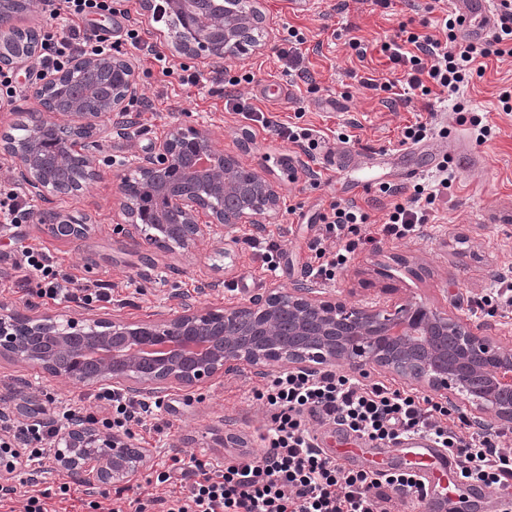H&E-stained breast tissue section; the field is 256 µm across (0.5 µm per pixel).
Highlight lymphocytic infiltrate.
<instances>
[{"mask_svg": "<svg viewBox=\"0 0 512 512\" xmlns=\"http://www.w3.org/2000/svg\"><path fill=\"white\" fill-rule=\"evenodd\" d=\"M48 22L38 46L41 72L67 67L78 56L112 41L111 30L100 17L130 15L128 0H41ZM443 38L400 27L380 50L390 64L403 67L406 91L422 97L457 95L477 73L480 60L512 56V0H501L498 25L491 38L470 42L458 39L454 22L443 18ZM216 92L236 112L311 154L318 143L310 129L294 128L242 105L233 90L218 85ZM455 179L446 172L432 183L415 185L412 192L385 186L393 203L381 223L355 202L330 201L317 216L319 234L310 245L307 276L333 280L351 254L385 239H404L428 223L436 200L447 194ZM20 281L35 276L46 281L42 295L56 303L88 304L112 299L111 284L80 283L60 271L44 249L25 246L10 255ZM252 397L268 408L270 426L261 437L259 454L248 453L225 464L216 460L171 457L156 481L170 484L168 496L153 497L142 485L117 488V499L131 512H393L396 503L425 501L424 484L410 470L349 469L320 447L308 420L336 425L357 438L393 445L408 435L436 440L458 461L464 484L496 487L502 502L512 504V447L506 431L472 425L458 418L455 406L430 396L363 383L334 370L282 372L264 377ZM106 411L100 423L106 429L131 432L157 423L158 404L103 388L96 395ZM56 419L22 423L0 411V436L12 438L40 464L51 450Z\"/></svg>", "mask_w": 512, "mask_h": 512, "instance_id": "lymphocytic-infiltrate-1", "label": "lymphocytic infiltrate"}]
</instances>
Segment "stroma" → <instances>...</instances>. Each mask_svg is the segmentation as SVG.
Returning <instances> with one entry per match:
<instances>
[{
	"instance_id": "obj_1",
	"label": "stroma",
	"mask_w": 512,
	"mask_h": 512,
	"mask_svg": "<svg viewBox=\"0 0 512 512\" xmlns=\"http://www.w3.org/2000/svg\"><path fill=\"white\" fill-rule=\"evenodd\" d=\"M257 6L276 37L265 51L229 61L227 75L252 74L251 83L238 87L241 101L273 113L279 121L314 129L324 140L322 147L305 155L226 109L206 89L147 76L148 55L122 46L137 73L138 93L151 100L152 109L140 114L138 136L103 141L93 160L104 170L103 179L66 200L36 202V211L59 209L87 224L83 239L55 238L36 222L0 234V308L76 320H151L175 311L180 293L199 296L203 307L211 309L246 300L274 283L288 287L304 278L308 245L317 230L313 219L325 201H355L367 207L372 220H380L391 202L382 186L398 184L399 168L427 162L426 154L404 152L400 144L402 128L420 118L427 122L430 138L447 146L448 167L456 174L447 197L436 201L428 224L414 238L357 251L326 287L330 295L350 304L422 301L442 306L459 319L489 322L491 336L512 346V308L498 309L490 317L474 304L475 297L494 288L499 277L512 273V112L503 111L499 101L503 91H512V57L486 59L483 75L473 77L458 101L430 96L415 98L406 107L394 106L386 93L366 85L367 80L381 82L390 75L378 51L380 43L403 24L440 35L439 21L448 0H393L386 8L370 0H316L312 8L298 0H257ZM132 22L146 30L148 42L170 62L207 71L203 58L174 47L165 23L154 20L139 0L131 4L130 19L109 21L113 38H123ZM287 26L306 39L305 64L314 86L285 71L279 52L280 35ZM353 39L367 45L366 58L356 56L349 45ZM459 102L464 111H456ZM475 116L493 129L492 138L482 144L471 123ZM202 120L213 130L218 149L238 155L279 189L278 214L267 226L284 251L276 272L264 271L258 250L248 245L255 233L249 224L238 226L234 241H204L189 251L135 243L117 231L119 184L127 173L117 166V159L145 150L170 126L187 128ZM292 167L321 173V183L291 180ZM26 245L49 250L78 278L111 282V302L58 305L39 297L36 284L18 285L7 256ZM259 382L258 375L246 370L200 386L172 387L159 412L171 423L167 433H134L135 441L152 451L137 483L147 484L148 473L161 469L174 455L229 462L241 453L258 451V436L267 424L265 407L251 397ZM94 392V387L0 359V407L15 419L26 421L34 409L51 412L61 405L95 411ZM221 430L234 434L238 445L218 443ZM147 486L156 496L169 493L165 485Z\"/></svg>"
}]
</instances>
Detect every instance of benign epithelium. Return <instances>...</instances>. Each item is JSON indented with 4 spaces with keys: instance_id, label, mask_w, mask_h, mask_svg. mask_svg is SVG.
Instances as JSON below:
<instances>
[{
    "instance_id": "1",
    "label": "benign epithelium",
    "mask_w": 512,
    "mask_h": 512,
    "mask_svg": "<svg viewBox=\"0 0 512 512\" xmlns=\"http://www.w3.org/2000/svg\"><path fill=\"white\" fill-rule=\"evenodd\" d=\"M262 23L255 6L234 11L225 8L213 16L187 23L189 32L179 48L204 56L212 69L225 67L237 53L264 50L270 39H248ZM13 18L0 12V65L9 46ZM120 65L124 70L119 94L97 112L56 113L49 105V88L66 77L59 72L39 75L28 95L36 103L32 112V140L13 145L5 153L15 167L24 194L41 200L49 188L40 173L34 140L47 129L66 126L76 135L87 161L111 134L129 135L135 117L126 101L138 92L135 69L119 52L77 58L70 71ZM185 130L168 128L132 162L145 182L165 197L166 212L177 221L172 235L146 231L138 223L136 202L123 196L120 227L132 240L169 250H191L204 240L224 242L241 224H269L277 214L280 195L266 175L251 170L252 183L240 181L248 171L238 158L218 149L205 124L191 129L195 153L205 160L202 169L186 171L185 181H207L228 197L248 192L259 199L255 208H218L191 187L170 186L157 180L178 159ZM54 231L61 239H79L86 229L64 223L56 212ZM27 333L17 332L15 314L0 312V358L36 365L45 373L80 384L105 386L134 396L159 398L170 384L194 387L206 380L250 368L260 374L273 369L320 370L338 365L362 373L368 368L387 372L407 384L454 402L462 397L474 404V421L490 414L497 424L512 427V347L488 335L485 324L472 325L425 302H407L386 309L378 305L348 304L326 294L313 280L290 288L267 289L248 300L203 310L194 296L182 297L179 310L158 322L94 319L79 323L54 316L31 315ZM93 337L97 353L94 369L84 374L66 367L61 358L79 350L78 339ZM53 463L69 477L98 485H125L149 463L151 449L132 443L118 432H104L85 419H73L58 435ZM26 466L22 449L0 445V481Z\"/></svg>"
}]
</instances>
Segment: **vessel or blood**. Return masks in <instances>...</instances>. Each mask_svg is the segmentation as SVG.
<instances>
[{
  "label": "vessel or blood",
  "mask_w": 512,
  "mask_h": 512,
  "mask_svg": "<svg viewBox=\"0 0 512 512\" xmlns=\"http://www.w3.org/2000/svg\"><path fill=\"white\" fill-rule=\"evenodd\" d=\"M448 9L457 21L459 33L480 41L496 25L498 0H448ZM369 451L380 459L398 458L403 467L415 469L425 484L428 501L444 504L456 464L447 449L439 447L432 438L411 435L393 446L371 445Z\"/></svg>",
  "instance_id": "vessel-or-blood-1"
}]
</instances>
